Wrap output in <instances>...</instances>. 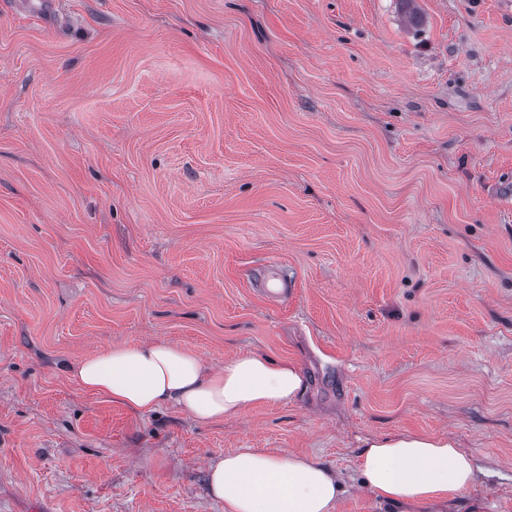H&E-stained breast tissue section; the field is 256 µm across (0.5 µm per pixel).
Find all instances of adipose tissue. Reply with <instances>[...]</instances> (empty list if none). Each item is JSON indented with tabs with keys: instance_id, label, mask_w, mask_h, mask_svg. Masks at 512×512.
Masks as SVG:
<instances>
[{
	"instance_id": "adipose-tissue-1",
	"label": "adipose tissue",
	"mask_w": 512,
	"mask_h": 512,
	"mask_svg": "<svg viewBox=\"0 0 512 512\" xmlns=\"http://www.w3.org/2000/svg\"><path fill=\"white\" fill-rule=\"evenodd\" d=\"M82 391L138 413L175 406L201 423L253 405H285L305 390L300 368L251 353L207 367L163 341L117 346L85 357L72 373ZM364 483L393 504L450 499L474 480V462L455 439L412 433L362 443ZM209 488L225 512H332L342 492L335 473L303 455L241 448L209 467Z\"/></svg>"
}]
</instances>
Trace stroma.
<instances>
[{
	"instance_id": "1",
	"label": "stroma",
	"mask_w": 512,
	"mask_h": 512,
	"mask_svg": "<svg viewBox=\"0 0 512 512\" xmlns=\"http://www.w3.org/2000/svg\"><path fill=\"white\" fill-rule=\"evenodd\" d=\"M0 0V512H224L210 463L449 436L512 512V0ZM292 290L272 296V287ZM168 341L300 366L219 423L77 388Z\"/></svg>"
}]
</instances>
